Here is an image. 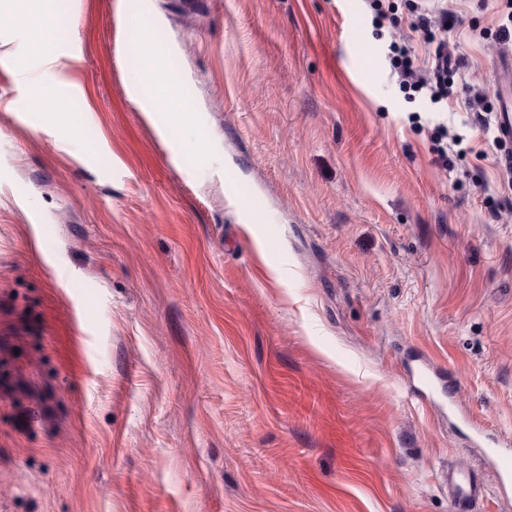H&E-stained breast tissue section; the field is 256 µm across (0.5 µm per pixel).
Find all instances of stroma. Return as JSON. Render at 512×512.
Instances as JSON below:
<instances>
[{
    "instance_id": "stroma-1",
    "label": "stroma",
    "mask_w": 512,
    "mask_h": 512,
    "mask_svg": "<svg viewBox=\"0 0 512 512\" xmlns=\"http://www.w3.org/2000/svg\"><path fill=\"white\" fill-rule=\"evenodd\" d=\"M389 5L426 64L415 0ZM447 6L443 115L407 99L366 0H60L49 57L0 10V512H456L452 466L476 512H512L470 429L512 441V190L466 103L507 8ZM145 28L208 161L131 95ZM35 79L76 135L28 110ZM411 356L455 415L411 396ZM230 190L235 192L236 196L239 197L241 209L250 216L253 224L266 223V213L260 200L246 194V192L241 190L233 180L230 184ZM448 490L459 512H471L482 496L479 479L465 467H458L448 473Z\"/></svg>"
}]
</instances>
